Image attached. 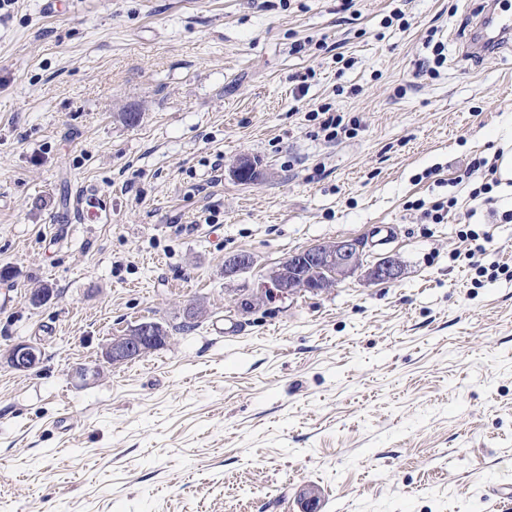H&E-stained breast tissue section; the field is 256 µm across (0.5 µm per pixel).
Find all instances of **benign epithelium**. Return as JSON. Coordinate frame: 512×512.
I'll return each mask as SVG.
<instances>
[{
	"label": "benign epithelium",
	"mask_w": 512,
	"mask_h": 512,
	"mask_svg": "<svg viewBox=\"0 0 512 512\" xmlns=\"http://www.w3.org/2000/svg\"><path fill=\"white\" fill-rule=\"evenodd\" d=\"M232 176L237 180L248 176L254 181L258 171L249 157L242 156L232 167ZM365 257V245L360 239L317 244L289 255L270 275L272 287L260 289L257 297L285 299L303 291L323 293L361 271L373 283H392L402 278L404 267L395 255L387 254L368 266ZM252 264L250 253H237L224 261V276L233 277ZM162 332L159 323L143 321L128 333L113 337L102 352V360L117 364L140 358L164 341ZM9 360L15 369L29 370L39 363L40 350L31 343H18L10 350Z\"/></svg>",
	"instance_id": "7a95c632"
}]
</instances>
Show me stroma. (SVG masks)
Returning <instances> with one entry per match:
<instances>
[{
	"mask_svg": "<svg viewBox=\"0 0 512 512\" xmlns=\"http://www.w3.org/2000/svg\"><path fill=\"white\" fill-rule=\"evenodd\" d=\"M479 2L409 0L388 26L391 0L350 21L336 0L0 10V512H309V488L316 512H498L512 195L473 197L466 169L512 151V48L463 58ZM431 29L447 59L420 77ZM326 103L355 135L325 140ZM242 156L258 180L232 176ZM468 230L502 273L477 277ZM341 237L404 276L256 300L289 254ZM241 251L252 267L225 277ZM146 320L164 346L100 365ZM21 341L41 352L27 371L6 358Z\"/></svg>",
	"mask_w": 512,
	"mask_h": 512,
	"instance_id": "35a3bbf8",
	"label": "stroma"
}]
</instances>
